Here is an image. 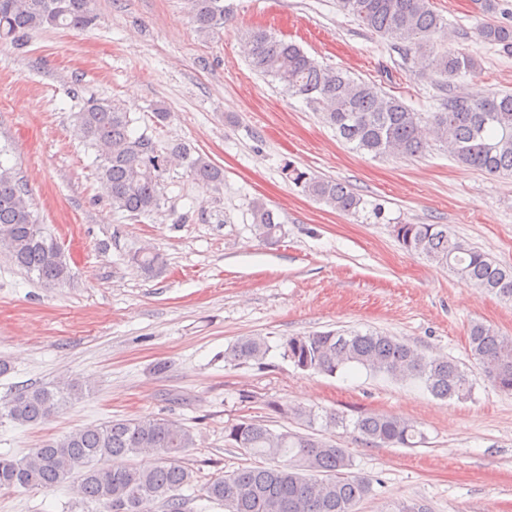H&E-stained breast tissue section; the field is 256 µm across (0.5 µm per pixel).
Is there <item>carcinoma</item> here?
<instances>
[{
	"label": "carcinoma",
	"mask_w": 512,
	"mask_h": 512,
	"mask_svg": "<svg viewBox=\"0 0 512 512\" xmlns=\"http://www.w3.org/2000/svg\"><path fill=\"white\" fill-rule=\"evenodd\" d=\"M337 7L364 27L396 42L404 52L429 58V79L446 84L456 76L474 75L480 65L466 52H448L441 38L445 19L431 0H336ZM92 0H0V44L16 43L45 26L83 30L95 19ZM196 31L208 36L224 26V0H190ZM480 41L512 54V24L482 23ZM254 71L295 96L302 97L357 152L376 156L415 155L427 149L421 125L460 163L491 175H512V93L481 98L451 95L439 112H414L376 85L341 70L327 68L297 44L263 27L247 32ZM81 137L95 146L99 176L115 212L150 214L160 206V178L175 160L187 163L192 175L220 184L224 172L203 156L176 144L161 148L147 135H134L129 112L108 100H93L75 115ZM293 181L315 200L346 215H356L364 200L342 183L293 170ZM252 230L273 244L282 225L262 201L253 202ZM394 235L411 255L450 268L481 292L512 300V267L459 240L446 224H397ZM0 248L11 261L48 285L73 277L56 239L37 223L27 191L12 169L0 164ZM138 268L150 272L161 264L159 254L139 252ZM283 357L303 371L333 376L348 365L399 381L420 380L439 399L466 400L471 395L467 374L448 358L426 357L409 344L378 333L345 331L291 336L282 344ZM471 357L485 376L504 393H512V338L481 322L469 329ZM269 352L260 336H246L224 351L234 365L262 363ZM84 388L71 380L31 387L0 401V420L20 426L42 423L64 406L83 398ZM279 415L293 413L321 429L353 427L368 443L415 447L425 442L415 421L391 414L365 413L349 421L343 414H322L264 402ZM229 444L262 462L195 483L193 470L180 455L196 445L193 431L167 418L114 419L90 424L48 440L21 458L0 455V490L56 488L78 479L74 508L86 512H151L161 502L166 512H184L181 491L193 488L198 497L224 505L227 512H355L371 493L370 482L351 472L344 449L313 432H275L260 420L241 419L224 426ZM148 451V468L125 463L132 454Z\"/></svg>",
	"instance_id": "obj_1"
}]
</instances>
